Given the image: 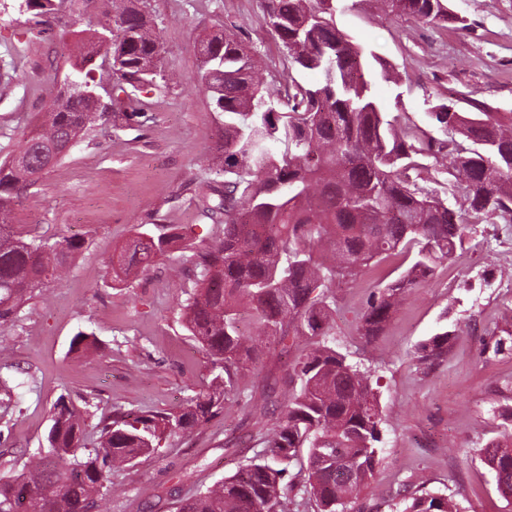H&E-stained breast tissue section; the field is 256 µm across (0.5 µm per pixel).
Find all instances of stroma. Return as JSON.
<instances>
[{"label":"stroma","instance_id":"obj_1","mask_svg":"<svg viewBox=\"0 0 512 512\" xmlns=\"http://www.w3.org/2000/svg\"><path fill=\"white\" fill-rule=\"evenodd\" d=\"M470 23L426 25L355 0L337 14V26L392 66V79L375 78L374 95L388 117L437 136L431 106L512 113V0H449ZM159 34L162 65L179 81L144 88L146 107L131 122L96 121L37 185L18 193L19 231L56 239L84 238L85 247L65 280L50 284L22 309L19 324L0 325V370L24 382L18 407L0 409V477L22 468L40 448L50 408L63 394L92 398L88 428L113 408L178 410L209 379L210 360L183 328L178 303L185 280L169 267L188 252L171 253L123 284L107 266L140 224H187L208 239L211 222L202 197L211 176L200 163L215 147L218 127L200 71L196 37L223 29L252 47L257 76H286L285 50L267 26L259 0H148ZM92 18L69 5L41 32L0 0V159L14 155L49 111L69 71L76 32ZM396 261L383 263L336 291L334 340L351 362L382 375L387 418L381 461L356 506L389 512L404 486L427 478V490L445 494L458 512H512L498 492L480 450L500 437L512 412V223L487 219L467 233L455 258L438 276L402 301L386 333L365 342L359 317L375 288L396 278ZM449 326L457 331L445 358L418 359L417 345ZM98 344L82 369L68 364L78 333ZM264 353L244 378L263 391L288 370L303 349ZM269 420L253 409L217 414L185 434L166 437L159 454L114 477L105 512H174L176 499L233 475L261 453Z\"/></svg>","mask_w":512,"mask_h":512}]
</instances>
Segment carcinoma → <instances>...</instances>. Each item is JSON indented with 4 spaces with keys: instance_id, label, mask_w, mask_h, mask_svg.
I'll use <instances>...</instances> for the list:
<instances>
[{
    "instance_id": "obj_1",
    "label": "carcinoma",
    "mask_w": 512,
    "mask_h": 512,
    "mask_svg": "<svg viewBox=\"0 0 512 512\" xmlns=\"http://www.w3.org/2000/svg\"><path fill=\"white\" fill-rule=\"evenodd\" d=\"M35 26L57 18L73 0H15ZM384 13L468 29L448 0H372ZM275 15L272 33L292 66L320 73L314 84L293 75L282 85L255 83L250 49L227 32H202L197 48L213 56L196 78L219 118V141L205 169L224 184L202 200L213 236L194 245L182 224H140L119 257L129 279L176 249L193 252L192 287L181 318L210 357L211 380L178 411L116 409L94 433L78 406L60 395L51 409L47 450L0 479V512H88L106 499L113 478L158 453L167 434L186 433L240 404L245 371L262 349L306 338L308 348L288 366L283 409L263 434L265 453L233 475L178 500L177 512H294L284 489L299 461L303 493L319 512H348L373 478L384 425L381 376L348 360L332 345L336 288L372 265L404 254L409 266L371 295L359 321L366 341L379 336L402 296L434 279L453 259L470 224L496 216L512 222V115L486 111L474 100L465 115L442 104L431 113L444 139L414 135L387 119L372 93L371 50L337 27L341 0H260ZM69 64L80 89L62 88L17 154L0 163V323L19 322L22 306L43 286L62 280L84 240L26 236L13 224L14 199L64 157L98 119L140 114L143 83H168L146 0H106ZM120 51V63L112 53ZM471 142L465 147L455 136ZM284 145L276 154L268 143ZM29 163L20 165L17 159ZM445 157L467 201L448 207L415 175L421 158ZM252 312L260 337L240 330L241 308ZM456 331L442 329L417 348L436 362ZM93 448L88 456L82 448ZM499 493L512 499V433L481 449ZM397 512H454L448 497L408 489Z\"/></svg>"
}]
</instances>
